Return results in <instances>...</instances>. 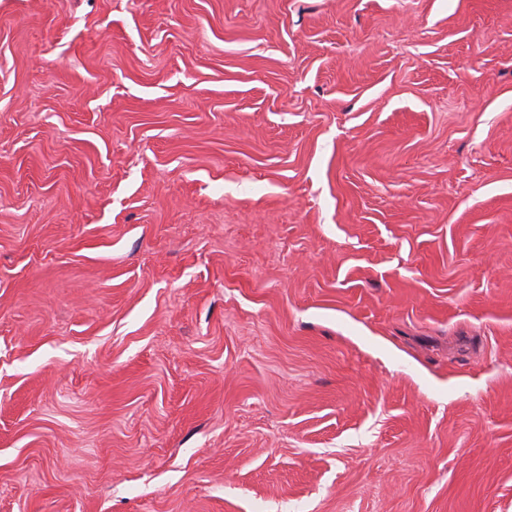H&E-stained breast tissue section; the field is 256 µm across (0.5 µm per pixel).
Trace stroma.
Masks as SVG:
<instances>
[{
  "label": "stroma",
  "mask_w": 512,
  "mask_h": 512,
  "mask_svg": "<svg viewBox=\"0 0 512 512\" xmlns=\"http://www.w3.org/2000/svg\"><path fill=\"white\" fill-rule=\"evenodd\" d=\"M0 512H512V0H0Z\"/></svg>",
  "instance_id": "stroma-1"
}]
</instances>
